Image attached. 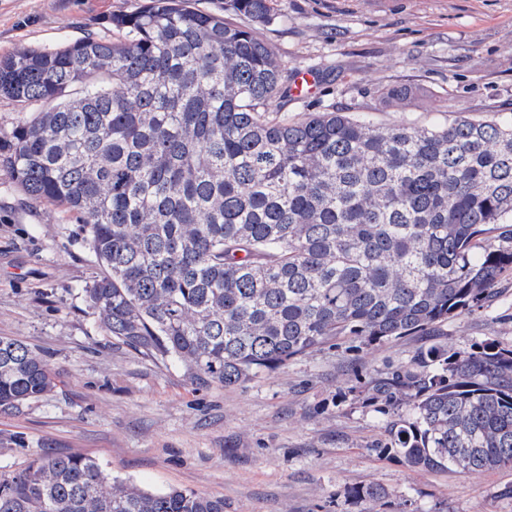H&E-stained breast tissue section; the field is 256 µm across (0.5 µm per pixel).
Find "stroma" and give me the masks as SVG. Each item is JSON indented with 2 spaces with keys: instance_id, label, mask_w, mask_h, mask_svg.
Instances as JSON below:
<instances>
[{
  "instance_id": "obj_1",
  "label": "stroma",
  "mask_w": 512,
  "mask_h": 512,
  "mask_svg": "<svg viewBox=\"0 0 512 512\" xmlns=\"http://www.w3.org/2000/svg\"><path fill=\"white\" fill-rule=\"evenodd\" d=\"M144 0H0V56L52 49L87 36L118 38L110 15ZM258 36L284 68L315 77L303 105L439 125L457 115L512 117V0H273ZM402 87L422 97L402 113L381 99ZM100 272L82 227L63 207L30 199L0 168V336L37 348L55 386L0 408V476L35 451L98 459L112 475L161 492L193 490L224 512H359L349 488L378 484L382 512H512V469L411 470L374 452L384 417L345 384L407 361L433 341L512 346V271L492 304L445 323L438 337L407 336L359 356L323 348L273 373L226 388L191 379L117 343L83 290Z\"/></svg>"
}]
</instances>
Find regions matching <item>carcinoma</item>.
Wrapping results in <instances>:
<instances>
[{
    "label": "carcinoma",
    "instance_id": "1",
    "mask_svg": "<svg viewBox=\"0 0 512 512\" xmlns=\"http://www.w3.org/2000/svg\"><path fill=\"white\" fill-rule=\"evenodd\" d=\"M228 7L242 21L145 0L112 15L119 40L0 58V95L50 104L12 128L0 168L77 215L102 268L83 288L100 328L233 387L326 346L436 336L491 302L512 269V119H290L300 97L256 33L271 0ZM54 386L39 351L0 337L1 408ZM347 392L388 417L374 449L409 469L512 468V347L434 343ZM349 496L378 512L388 492ZM0 512H224V499L36 454L0 477Z\"/></svg>",
    "mask_w": 512,
    "mask_h": 512
}]
</instances>
